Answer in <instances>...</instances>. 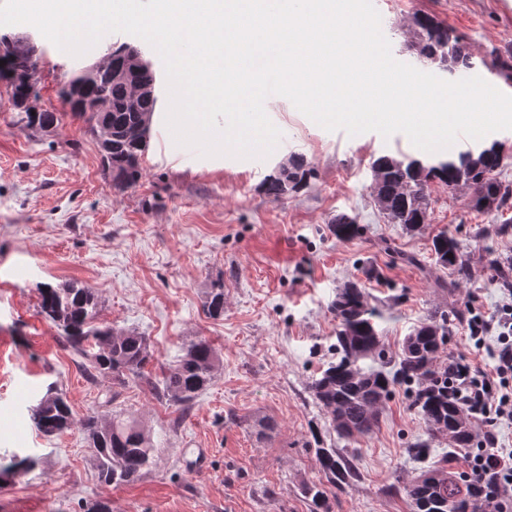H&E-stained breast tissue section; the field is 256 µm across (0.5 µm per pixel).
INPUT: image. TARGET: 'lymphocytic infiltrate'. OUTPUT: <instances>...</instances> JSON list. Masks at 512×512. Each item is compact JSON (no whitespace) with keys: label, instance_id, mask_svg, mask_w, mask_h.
Returning a JSON list of instances; mask_svg holds the SVG:
<instances>
[{"label":"lymphocytic infiltrate","instance_id":"lymphocytic-infiltrate-1","mask_svg":"<svg viewBox=\"0 0 512 512\" xmlns=\"http://www.w3.org/2000/svg\"><path fill=\"white\" fill-rule=\"evenodd\" d=\"M469 329L475 348H483L487 337L495 338L496 346L490 353L493 365L485 371L466 361L449 364L448 389L487 425L478 448L465 456L464 466L489 477L485 498L488 512H507L512 502V449L498 447L493 427L512 421V303L489 315L473 313Z\"/></svg>","mask_w":512,"mask_h":512}]
</instances>
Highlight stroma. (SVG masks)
I'll use <instances>...</instances> for the list:
<instances>
[{"label": "stroma", "instance_id": "obj_1", "mask_svg": "<svg viewBox=\"0 0 512 512\" xmlns=\"http://www.w3.org/2000/svg\"><path fill=\"white\" fill-rule=\"evenodd\" d=\"M372 2L397 61L437 73L413 46L412 18L427 14L470 49L475 72L512 95V76L499 67L512 57V0ZM0 33L34 42L39 101L60 117L53 132L27 129L0 83V464L35 460L0 481V512H87L98 500L111 512H312L304 488L325 481L315 454L321 442L353 456L359 474L344 490L328 488L330 512H411L389 485L442 459L461 470L463 451L444 438L433 442L428 459L412 455L425 425L404 388L383 404L373 433L340 441L308 386L336 358L331 303L346 281L366 288L379 312L377 329L393 349L432 309L487 314L512 301L497 279L498 266L512 263V210L476 211L468 191L435 180L426 228L407 234L378 210L371 162L413 152L409 138L330 132L274 95L264 108L282 138L268 157L228 155L216 164L174 144L175 163L143 156L139 182L116 190L88 122L60 90L97 61L100 48L128 43L152 65L155 94L166 99L159 54L123 32L67 57L32 25H1ZM294 155L307 161L311 176L296 193L269 196L267 176ZM339 213L355 217L362 234L337 239L329 223ZM441 231L464 243L470 270L451 292L441 287L451 275L432 251ZM398 251L417 264L395 259ZM71 282L95 294L96 326L147 337L152 359L141 379L122 384L91 375L88 360L42 314L41 286ZM218 282L224 314L213 318L205 293ZM198 337L213 344L220 363L184 412L148 383ZM51 385L66 396L74 424L46 437L29 410ZM94 410L124 414L149 432L154 464L135 482L100 483L81 426ZM262 417L276 423L264 436ZM191 448L206 449L204 469L186 465Z\"/></svg>", "mask_w": 512, "mask_h": 512}]
</instances>
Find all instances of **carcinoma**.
<instances>
[{"label": "carcinoma", "mask_w": 512, "mask_h": 512, "mask_svg": "<svg viewBox=\"0 0 512 512\" xmlns=\"http://www.w3.org/2000/svg\"><path fill=\"white\" fill-rule=\"evenodd\" d=\"M417 48L420 56L452 75L473 67L472 54L448 28L428 15L414 17ZM0 81L11 72L33 65L24 54H0ZM131 82L142 88L139 97L130 99L128 82L114 80L92 90V95L105 94L112 110L98 117L106 130L101 149L104 167L112 168V179L129 188L142 177L140 160L146 150L148 124L156 107V75L151 65L138 69ZM18 121L30 128L58 123L57 113L46 110L36 115L19 112ZM501 152L490 142L446 157L428 158L399 152L375 158L373 195L380 212L390 224H399L408 234L424 229L428 221V183L437 179L448 189L460 186L471 192L475 210L483 213L512 208V186L498 181L494 172L502 166ZM311 169L304 160L293 158L281 168L279 175L266 180L267 194L281 198L295 192L307 179ZM338 239L358 235L361 226L355 218L339 214L330 225ZM437 264L451 270L453 279L443 287L452 289L468 278V266L458 239L446 233L432 238ZM97 298L76 284L62 288L46 284L40 288V309L62 328L66 340L90 360L95 375L121 383L129 377L140 378L150 361L146 337L135 331L122 334L109 327L93 326ZM205 307L210 316L224 313V287L209 289ZM332 310L338 320L336 361L329 363L321 375L310 382L309 390L326 416L337 439L347 440L368 435L379 425V411L395 386L412 387V406L424 420L426 438L411 445L418 457L430 454L432 442L447 436L455 448H472L475 434L470 418L459 402L448 392V364L441 362L449 336L448 317L462 320L460 310L435 308L406 336L397 351L386 348L377 329L376 309L371 306L365 289L348 281L336 291ZM369 359L372 366L360 361ZM218 357L209 340L200 337L182 347L175 364L163 372L153 388H162L168 401L188 406L211 382ZM30 420L46 437L69 429L74 423L70 405L50 388L31 409ZM88 447L105 486L136 481L152 465L150 438L133 420L121 414L108 418L97 412L82 421ZM316 457L326 481L342 490L358 477L352 461L340 456L335 448L319 447ZM448 458L436 462L404 485L390 490L405 493L413 512H484L487 479L466 472L448 470ZM311 497L312 512H330L326 490L317 485L305 487Z\"/></svg>", "instance_id": "1"}]
</instances>
